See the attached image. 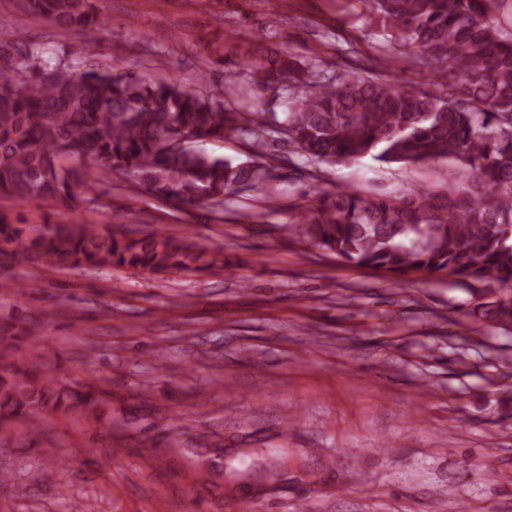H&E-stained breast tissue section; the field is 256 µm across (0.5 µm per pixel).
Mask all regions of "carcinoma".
Wrapping results in <instances>:
<instances>
[{"mask_svg":"<svg viewBox=\"0 0 512 512\" xmlns=\"http://www.w3.org/2000/svg\"><path fill=\"white\" fill-rule=\"evenodd\" d=\"M96 0H16L75 37L98 23ZM368 22L430 67L434 88H406L391 75L321 80L286 49L261 37L213 45L218 62L245 66L255 89L297 90L274 127L187 89L92 66L47 67L36 52L17 67L21 33L0 28V194L74 210L86 181L67 159L90 158L99 179L121 174L143 191L180 205L220 204L240 191L268 192L265 161L234 164L196 148L245 135L263 152L266 137L322 163L371 158L386 164L451 161L446 186L363 196L314 191L292 227L294 239L339 261L401 278L445 272L492 282L498 298L482 317L512 326V36L495 24L500 0H361ZM0 256L47 270L133 269L150 274L224 268L222 253L162 232L134 238L88 221L35 229L0 213ZM41 322H0V425L95 409L94 384L57 387L47 363L31 361L25 340Z\"/></svg>","mask_w":512,"mask_h":512,"instance_id":"cac0c4a2","label":"carcinoma"}]
</instances>
